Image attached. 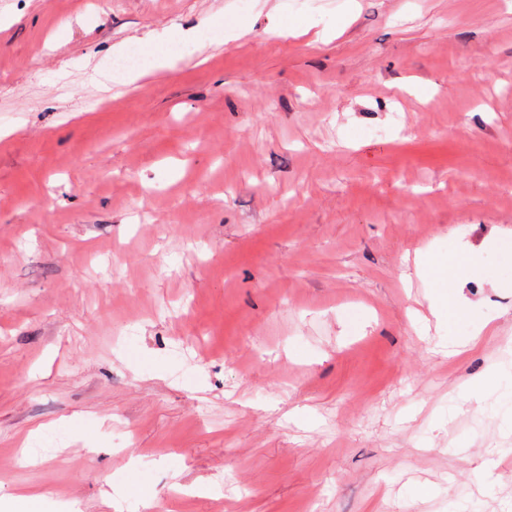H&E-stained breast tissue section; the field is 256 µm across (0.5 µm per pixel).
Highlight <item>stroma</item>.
I'll use <instances>...</instances> for the list:
<instances>
[{
	"label": "stroma",
	"mask_w": 512,
	"mask_h": 512,
	"mask_svg": "<svg viewBox=\"0 0 512 512\" xmlns=\"http://www.w3.org/2000/svg\"><path fill=\"white\" fill-rule=\"evenodd\" d=\"M511 355L512 0H0V512H512ZM465 260L458 257L453 263L448 259H431L426 263L424 272L431 278L434 288V303L437 312L442 316H457L462 314V302L454 291L448 288V266L459 264Z\"/></svg>",
	"instance_id": "stroma-1"
}]
</instances>
